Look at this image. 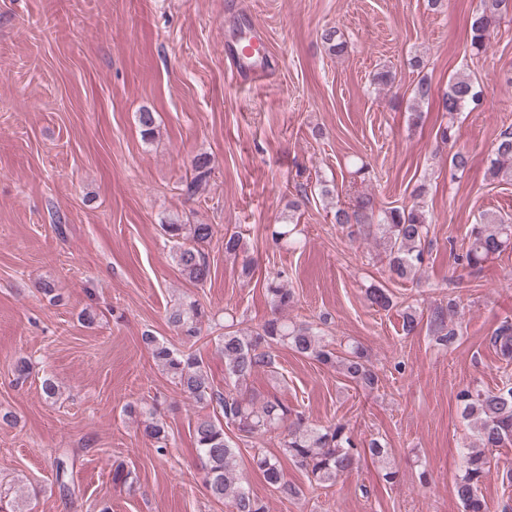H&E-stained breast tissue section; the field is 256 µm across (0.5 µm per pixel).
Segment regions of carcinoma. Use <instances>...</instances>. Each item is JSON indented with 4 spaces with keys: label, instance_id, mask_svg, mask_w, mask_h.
<instances>
[{
    "label": "carcinoma",
    "instance_id": "carcinoma-1",
    "mask_svg": "<svg viewBox=\"0 0 512 512\" xmlns=\"http://www.w3.org/2000/svg\"><path fill=\"white\" fill-rule=\"evenodd\" d=\"M510 8L512 0H481V8L469 22L473 49L485 48L490 29ZM321 40L333 53L344 48L334 27L322 30ZM431 93L428 81L419 80L414 89V119L420 118L419 105L428 100ZM470 104L476 107L481 104V91L464 75L449 82L448 89L438 100L439 109L450 116ZM193 170L195 175L186 184V193L190 195L199 190L210 174L208 156H196ZM487 176L493 181L512 179L511 130L503 131L496 140ZM334 220L342 228L357 226L375 230L382 242L390 277L407 279L423 271L429 223L424 207L419 204L392 207L377 216L373 200L363 196L349 206L336 207ZM161 228L175 243L172 258L182 275L194 284L205 283L210 276L205 246L214 236L213 225L167 222ZM266 230L276 246L296 244L297 225L292 222L270 224ZM511 242L512 223L501 215L486 213L471 226L468 246L457 256V264L464 269L479 268L501 255ZM243 252L245 244L239 234L224 235V253L237 256ZM266 291L272 311L270 319L256 330L228 325L224 327V334L217 338L216 346L224 354L225 372L233 386L229 391L213 388L204 362L197 354L174 348L149 333L141 336L156 365L179 386L186 398L217 412L213 418L205 416L196 420L194 445L206 472V487L211 497L218 501L229 500L234 512H268V507L237 475L239 449L227 434L228 427L246 438L285 429L280 441L283 453L321 486H331L341 476L357 469L364 454L362 445L353 439L345 424H311L275 396L260 400L247 393L251 377L275 368V348L286 346L324 366L337 368L349 382L364 389H373L379 382L378 374L360 345L338 352L311 325L295 324L284 317L283 312L294 302V294L287 288L282 274L268 279ZM366 294L372 305L380 309L390 306L391 298L385 288L372 284ZM457 308L456 300L450 298L446 304L431 308L430 316L426 318L412 307L403 316V331L411 335L425 320L436 343L450 349L460 336L457 325L451 320L457 314ZM208 319L205 309L195 300L178 303L167 316L168 324L188 340L198 337L202 323ZM490 343L502 360L512 361L511 319L498 325L490 336ZM457 398L463 406L464 418L473 430L475 444L466 448L464 469L455 479V494L463 512H489L481 488L492 474L490 451L512 446V382L507 380L493 390L466 388ZM139 414L143 417L144 435L156 444L158 454H164L169 433L157 408L143 406ZM367 451L382 462L383 480L396 482L399 472L389 463L386 444L373 438L367 443ZM252 460L269 487L285 497L296 494L295 488L285 479L278 457L256 448Z\"/></svg>",
    "mask_w": 512,
    "mask_h": 512
}]
</instances>
